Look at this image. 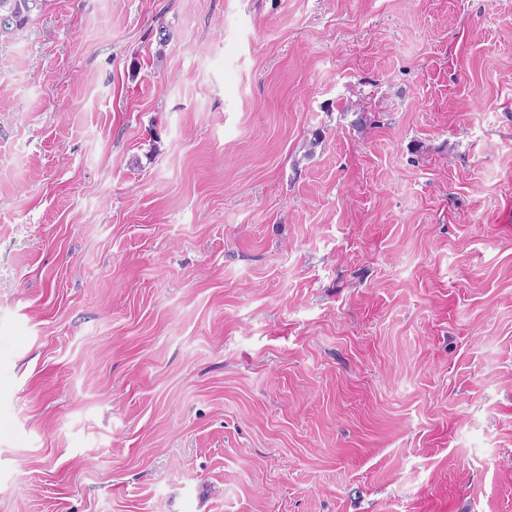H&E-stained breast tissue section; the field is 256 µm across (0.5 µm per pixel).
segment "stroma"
I'll use <instances>...</instances> for the list:
<instances>
[{
  "instance_id": "35a3bbf8",
  "label": "stroma",
  "mask_w": 512,
  "mask_h": 512,
  "mask_svg": "<svg viewBox=\"0 0 512 512\" xmlns=\"http://www.w3.org/2000/svg\"><path fill=\"white\" fill-rule=\"evenodd\" d=\"M0 512H512V0L0 38Z\"/></svg>"
}]
</instances>
